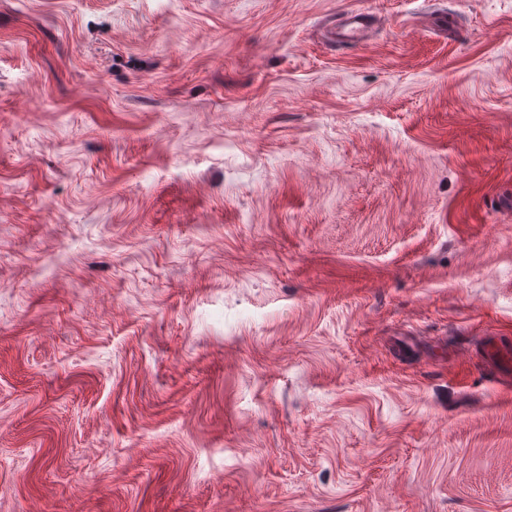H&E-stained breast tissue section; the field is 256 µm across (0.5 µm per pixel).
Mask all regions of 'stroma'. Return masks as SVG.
I'll return each instance as SVG.
<instances>
[{"label": "stroma", "mask_w": 512, "mask_h": 512, "mask_svg": "<svg viewBox=\"0 0 512 512\" xmlns=\"http://www.w3.org/2000/svg\"><path fill=\"white\" fill-rule=\"evenodd\" d=\"M509 339L512 0H0V512H512ZM344 14L345 17L342 22L331 31L336 43L344 45L361 44L369 29L366 19L369 14L358 10H346Z\"/></svg>", "instance_id": "35a3bbf8"}]
</instances>
